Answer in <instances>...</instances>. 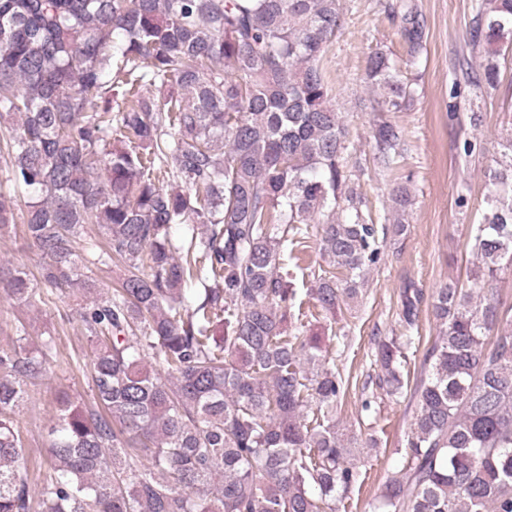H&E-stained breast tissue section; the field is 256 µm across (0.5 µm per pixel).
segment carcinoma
Here are the masks:
<instances>
[{
	"instance_id": "obj_1",
	"label": "carcinoma",
	"mask_w": 512,
	"mask_h": 512,
	"mask_svg": "<svg viewBox=\"0 0 512 512\" xmlns=\"http://www.w3.org/2000/svg\"><path fill=\"white\" fill-rule=\"evenodd\" d=\"M473 8L470 42L487 54L475 86L494 88L512 0ZM384 9L417 65L418 5ZM343 27L340 0H0L6 181L32 191L25 236L43 259L42 287L21 266L0 283L29 306L80 296L100 405L56 409L40 512H336L358 483L353 449L377 438L339 432L349 379L329 366L323 334L286 331L297 293L283 272L288 248L319 238L308 296L336 319L412 205L396 184L400 218L378 226L349 187L347 132L320 66ZM365 76L383 90L374 111L414 105L386 50L369 53ZM372 140L379 171H393L403 130L382 117ZM504 158L468 226L486 282L512 269V139ZM13 223L0 193V230ZM174 224L201 232L178 244ZM89 225L101 242L81 254ZM109 263L123 274L103 297L95 269ZM422 299L405 289L408 334L376 342L393 401ZM432 309L440 335L415 379L406 465L371 512H512V305L449 284ZM51 348L0 351V512L33 509L13 414L38 394Z\"/></svg>"
}]
</instances>
